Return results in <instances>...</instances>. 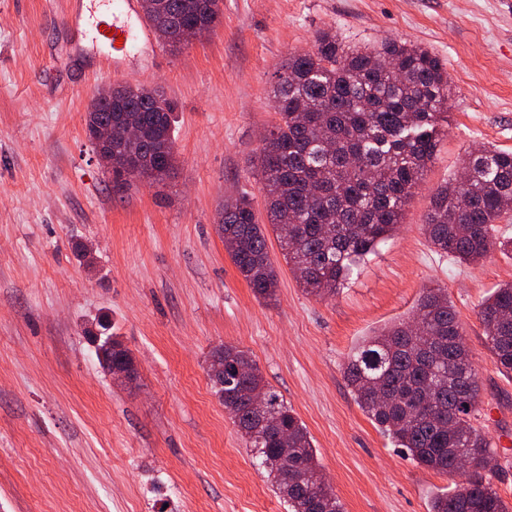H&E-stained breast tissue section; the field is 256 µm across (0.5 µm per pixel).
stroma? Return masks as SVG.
Segmentation results:
<instances>
[{
    "label": "stroma",
    "instance_id": "obj_1",
    "mask_svg": "<svg viewBox=\"0 0 512 512\" xmlns=\"http://www.w3.org/2000/svg\"><path fill=\"white\" fill-rule=\"evenodd\" d=\"M68 0H0V512H288L208 375L247 351L305 424L345 512H429L456 477L417 466L356 404L343 377L365 336L443 288L480 386L476 425L512 436V374L477 316L512 255L461 264L423 230L433 191L467 154L512 151V0H223L211 32L121 71L74 50ZM333 30L346 48L397 39L448 68L450 124L395 236L335 297L307 293L267 245L277 299H257L224 248L227 197L263 196L255 174L270 90L294 52ZM160 90L177 112V163L159 185L111 181L86 134L92 96ZM130 353L117 384L85 330Z\"/></svg>",
    "mask_w": 512,
    "mask_h": 512
}]
</instances>
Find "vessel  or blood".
I'll list each match as a JSON object with an SVG mask.
<instances>
[{"label":"vessel or blood","mask_w":512,"mask_h":512,"mask_svg":"<svg viewBox=\"0 0 512 512\" xmlns=\"http://www.w3.org/2000/svg\"><path fill=\"white\" fill-rule=\"evenodd\" d=\"M66 21L81 41L103 51L107 64L121 70L137 44L149 43L150 27L137 0H70Z\"/></svg>","instance_id":"1"}]
</instances>
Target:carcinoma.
Listing matches in <instances>:
<instances>
[{"mask_svg":"<svg viewBox=\"0 0 512 512\" xmlns=\"http://www.w3.org/2000/svg\"><path fill=\"white\" fill-rule=\"evenodd\" d=\"M221 0H146V18L173 52L195 29L214 27ZM277 120L263 135L256 176L268 224L258 222L243 193L224 201V244L256 297L276 298L278 274L266 229L304 290L331 298L364 257L403 223L449 118L448 69L429 50L386 39L345 50L330 30L312 52L288 56L272 90ZM134 124V141L95 147L112 154L113 177L160 184L175 167L170 151L175 105L159 90L118 85L87 113ZM512 215V152L486 147L468 155L461 174L432 193L425 232L432 247L463 263L512 250L497 237ZM485 346L498 369L512 373V282L481 304ZM344 380L356 404L417 465L464 482L438 494L430 512H512L490 477L471 473L462 456H496L474 423L479 386L461 325L444 289L429 288L412 316L365 337L348 354ZM219 401L248 438L252 455L272 477L289 512H345L320 492L321 466L306 427L270 388L249 354L224 346ZM261 388L269 416L260 418L249 393Z\"/></svg>","mask_w":512,"mask_h":512,"instance_id":"carcinoma-1","label":"carcinoma"}]
</instances>
